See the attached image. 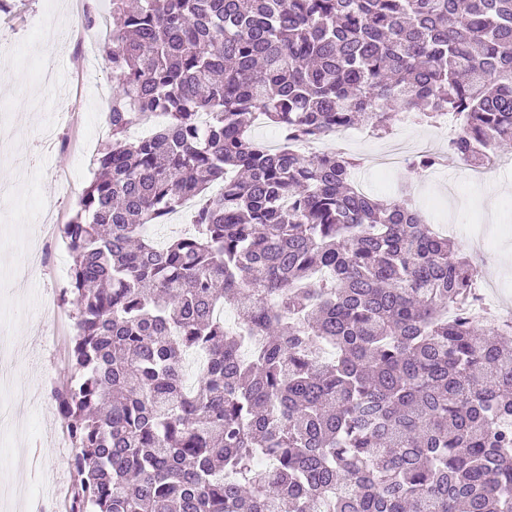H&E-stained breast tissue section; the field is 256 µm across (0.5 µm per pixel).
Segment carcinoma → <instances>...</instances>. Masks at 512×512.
<instances>
[{
	"mask_svg": "<svg viewBox=\"0 0 512 512\" xmlns=\"http://www.w3.org/2000/svg\"><path fill=\"white\" fill-rule=\"evenodd\" d=\"M105 65L59 227L70 512H512V322L477 334L472 265L345 152L250 132L448 110L485 166L512 145V0H112ZM190 198V232L148 234Z\"/></svg>",
	"mask_w": 512,
	"mask_h": 512,
	"instance_id": "cac0c4a2",
	"label": "carcinoma"
}]
</instances>
